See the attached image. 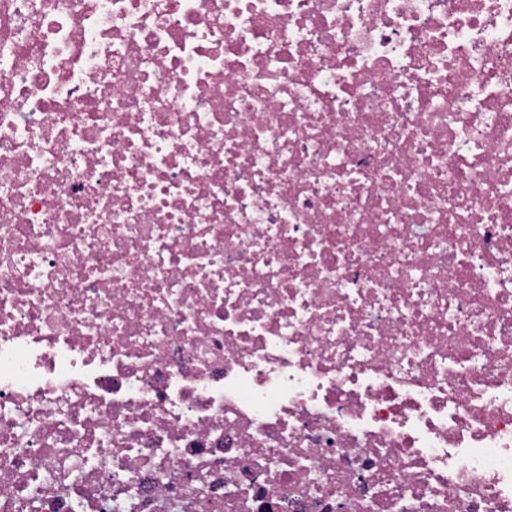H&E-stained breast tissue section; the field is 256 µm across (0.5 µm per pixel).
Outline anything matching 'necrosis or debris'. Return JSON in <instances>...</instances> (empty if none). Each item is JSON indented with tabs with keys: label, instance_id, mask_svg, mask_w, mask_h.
Returning <instances> with one entry per match:
<instances>
[{
	"label": "necrosis or debris",
	"instance_id": "obj_1",
	"mask_svg": "<svg viewBox=\"0 0 512 512\" xmlns=\"http://www.w3.org/2000/svg\"><path fill=\"white\" fill-rule=\"evenodd\" d=\"M0 512H512V0H0Z\"/></svg>",
	"mask_w": 512,
	"mask_h": 512
}]
</instances>
